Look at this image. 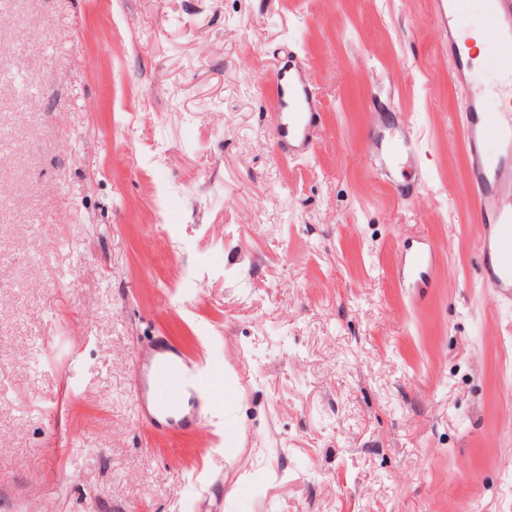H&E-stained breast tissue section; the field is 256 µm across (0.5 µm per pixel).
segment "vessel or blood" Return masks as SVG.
Returning a JSON list of instances; mask_svg holds the SVG:
<instances>
[{"label": "vessel or blood", "instance_id": "b4317fda", "mask_svg": "<svg viewBox=\"0 0 512 512\" xmlns=\"http://www.w3.org/2000/svg\"><path fill=\"white\" fill-rule=\"evenodd\" d=\"M482 19L487 42L512 41V0H490ZM468 0H435V23L455 60V72L468 80L471 59L459 48L458 15ZM507 88L499 96L496 119H484L481 98L469 102V120L464 129L465 149L471 169L473 207L482 224V283L493 296L512 295V59L502 65ZM279 140L288 155L311 154L317 139L319 98L316 88L303 76L302 68L288 64L272 75ZM415 150L413 136L381 138L380 153L370 162L372 172L389 180L396 162L410 158ZM432 253L423 247L407 249L402 273L417 284L429 269ZM138 415L160 431L186 433L193 430L206 402V375L189 364L183 351L160 337L139 355L134 366Z\"/></svg>", "mask_w": 512, "mask_h": 512}]
</instances>
